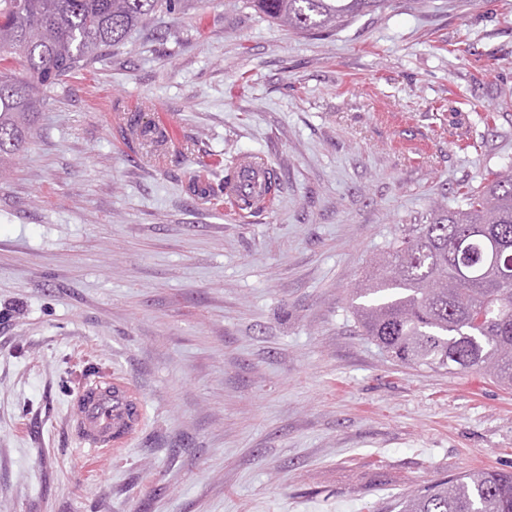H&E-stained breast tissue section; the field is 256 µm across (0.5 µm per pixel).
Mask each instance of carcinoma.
Here are the masks:
<instances>
[{"instance_id": "cac0c4a2", "label": "carcinoma", "mask_w": 512, "mask_h": 512, "mask_svg": "<svg viewBox=\"0 0 512 512\" xmlns=\"http://www.w3.org/2000/svg\"><path fill=\"white\" fill-rule=\"evenodd\" d=\"M298 33L336 31L384 0H248ZM172 0H0V173L50 89L126 41ZM359 327L397 361L480 371L512 389V174L407 224L361 280ZM399 512H512V472L473 471L407 496Z\"/></svg>"}]
</instances>
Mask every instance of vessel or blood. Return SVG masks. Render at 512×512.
<instances>
[{
    "label": "vessel or blood",
    "instance_id": "obj_1",
    "mask_svg": "<svg viewBox=\"0 0 512 512\" xmlns=\"http://www.w3.org/2000/svg\"><path fill=\"white\" fill-rule=\"evenodd\" d=\"M137 400V395L123 384L113 391H100L84 400L81 429L87 453L111 450L112 446L123 444L137 432L141 417L127 415L128 404Z\"/></svg>",
    "mask_w": 512,
    "mask_h": 512
}]
</instances>
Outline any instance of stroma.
Masks as SVG:
<instances>
[{
	"mask_svg": "<svg viewBox=\"0 0 512 512\" xmlns=\"http://www.w3.org/2000/svg\"><path fill=\"white\" fill-rule=\"evenodd\" d=\"M51 97L0 175V512H398L512 471V390L396 363L353 314L403 225L512 165V0L311 35L193 0ZM250 153L279 192L227 211ZM113 379L142 427L90 456L77 398ZM238 169L243 175H248L250 177H255L254 182L258 187L259 180L263 178V170H260L254 163V159L252 156H244L239 164L238 168L236 166L235 160H231L227 167V174L224 179V185L234 180L237 176Z\"/></svg>",
	"mask_w": 512,
	"mask_h": 512,
	"instance_id": "35a3bbf8",
	"label": "stroma"
}]
</instances>
